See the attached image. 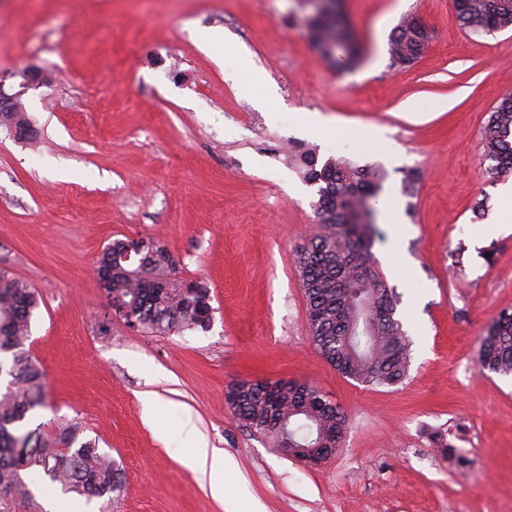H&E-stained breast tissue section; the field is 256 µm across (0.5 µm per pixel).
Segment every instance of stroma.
<instances>
[{
    "label": "stroma",
    "instance_id": "35a3bbf8",
    "mask_svg": "<svg viewBox=\"0 0 512 512\" xmlns=\"http://www.w3.org/2000/svg\"><path fill=\"white\" fill-rule=\"evenodd\" d=\"M340 8L361 48L345 71L313 46L309 0H0V87L37 130L17 140L0 125V271L40 298L27 346L48 398L27 426L72 420L112 457V512H225L189 463L194 431L233 460L235 500L261 512H512V375L478 364L488 324L512 313V232L472 242L505 205L481 131L512 90V29L469 32L453 0ZM406 15L430 42L400 68L389 39ZM214 30L223 43L205 47ZM32 65L46 79L22 89ZM253 69L275 99L230 78ZM306 112L332 134L301 131ZM307 144L388 172L397 219H379L372 252L413 341L403 384L345 378L309 338L295 253L320 229L317 194L286 156ZM140 237L207 283V328L150 334L110 309L94 264ZM240 380L317 385L346 416L340 451L316 466L284 454L234 416ZM27 482L11 512H100Z\"/></svg>",
    "mask_w": 512,
    "mask_h": 512
}]
</instances>
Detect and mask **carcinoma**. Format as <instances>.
<instances>
[{
  "mask_svg": "<svg viewBox=\"0 0 512 512\" xmlns=\"http://www.w3.org/2000/svg\"><path fill=\"white\" fill-rule=\"evenodd\" d=\"M313 40L320 54L340 69L357 59L356 38L338 12V0H313ZM462 26L495 34L512 28V0H455ZM428 43V32L405 18L389 39L392 64L409 66ZM488 173L512 174V93L499 98L482 132ZM306 182L318 186L314 203L325 234L296 250L295 263L304 293L309 336L321 357L344 377L367 387H393L407 378L411 338L397 317L401 295L388 286L372 253L378 205L387 173L358 166L344 156L320 161L304 149L295 154ZM129 239L106 247L96 269L110 260L117 271L107 284L112 302L128 308L137 327L157 334L181 333L209 325L210 291L199 281L178 276V261L160 241L139 263L126 267L122 256ZM39 302L25 281L0 272V512L30 495L22 471L34 469L65 494L103 501L112 512V494L120 490L112 458L96 441L77 443L79 426L63 423L49 436L37 429L20 432L28 413L44 404L46 382L31 358L27 341ZM481 370L512 374V314L502 313L488 327L479 352ZM234 415L246 426L271 437L276 446L314 450L328 442L340 447L345 417L319 388L306 381L274 384L239 381L227 392Z\"/></svg>",
  "mask_w": 512,
  "mask_h": 512,
  "instance_id": "carcinoma-1",
  "label": "carcinoma"
}]
</instances>
